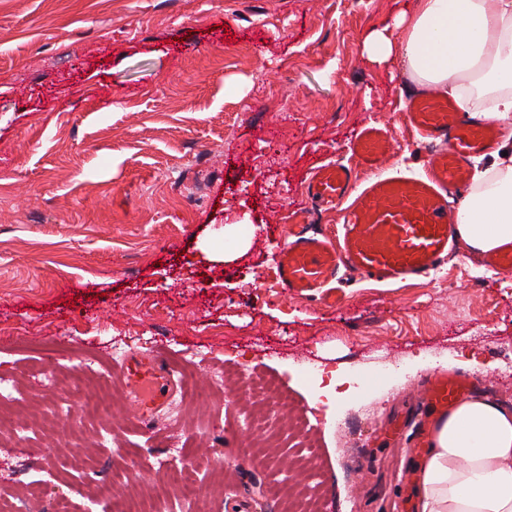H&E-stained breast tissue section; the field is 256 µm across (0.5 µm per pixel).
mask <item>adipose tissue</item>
Listing matches in <instances>:
<instances>
[{
    "mask_svg": "<svg viewBox=\"0 0 512 512\" xmlns=\"http://www.w3.org/2000/svg\"><path fill=\"white\" fill-rule=\"evenodd\" d=\"M362 56L446 90L460 111L512 120V0H402ZM459 217L473 251L512 243L511 155L475 165ZM419 483V512H512V409L473 397L441 415Z\"/></svg>",
    "mask_w": 512,
    "mask_h": 512,
    "instance_id": "1",
    "label": "adipose tissue"
}]
</instances>
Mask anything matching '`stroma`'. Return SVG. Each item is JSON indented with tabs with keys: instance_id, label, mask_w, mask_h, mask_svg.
Returning a JSON list of instances; mask_svg holds the SVG:
<instances>
[{
	"instance_id": "1",
	"label": "stroma",
	"mask_w": 512,
	"mask_h": 512,
	"mask_svg": "<svg viewBox=\"0 0 512 512\" xmlns=\"http://www.w3.org/2000/svg\"><path fill=\"white\" fill-rule=\"evenodd\" d=\"M393 9L0 0V410L18 425L0 439V502L46 485L71 512H108L87 475L107 466L116 495L181 512L164 460L192 463L202 491L190 512H281L284 483L331 512H417L425 379L464 373L472 354V395L512 407V276L465 244L406 287L344 276L333 308L276 285L295 212L339 229L305 186L349 162L360 126L388 124L391 165L424 171L432 146L399 104L412 80L361 56ZM223 224L251 240L229 263L211 256L232 246ZM116 343L126 356L164 351L189 381L152 426L134 417ZM78 368L89 393L108 392L106 417L70 395ZM252 377L294 417L242 400ZM257 417L273 430L262 442ZM307 453L314 468L298 464Z\"/></svg>"
}]
</instances>
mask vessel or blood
Here are the masks:
<instances>
[{
  "mask_svg": "<svg viewBox=\"0 0 512 512\" xmlns=\"http://www.w3.org/2000/svg\"><path fill=\"white\" fill-rule=\"evenodd\" d=\"M407 126L422 137L441 142L425 159L422 178L386 176L392 156L393 129L384 123L364 126L351 146L366 175L331 163L313 173L308 197L319 206L341 207L342 234L333 239L307 234L306 212L293 217V239L278 257L281 285L288 294L336 305L334 284L346 271L379 282L426 277L448 261L456 244V212L448 198L470 185L469 157L493 150L502 132L490 119L457 111L454 102L431 89L412 97L403 114ZM130 394L148 425L153 411L171 395L167 356L155 352L130 357L122 367ZM473 375H435L426 384L432 412L446 413L468 393Z\"/></svg>",
  "mask_w": 512,
  "mask_h": 512,
  "instance_id": "1",
  "label": "vessel or blood"
}]
</instances>
